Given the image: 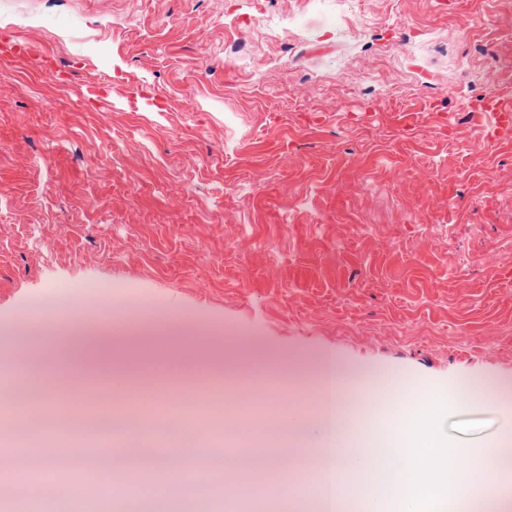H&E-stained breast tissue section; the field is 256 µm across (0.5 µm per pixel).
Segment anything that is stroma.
<instances>
[{"instance_id":"1","label":"stroma","mask_w":512,"mask_h":512,"mask_svg":"<svg viewBox=\"0 0 512 512\" xmlns=\"http://www.w3.org/2000/svg\"><path fill=\"white\" fill-rule=\"evenodd\" d=\"M0 337H28L60 292L123 337L122 442L185 425L249 458L285 447L314 396L275 387L292 362L452 395L512 390V139L488 141L484 90L512 82V0H0ZM248 193L241 201L240 193ZM49 376L0 387L71 402L91 368L44 341ZM261 394L226 446L209 403L225 371ZM512 417L448 403L455 448H493ZM77 452L88 435L30 416L0 444ZM177 493L224 512V471Z\"/></svg>"}]
</instances>
